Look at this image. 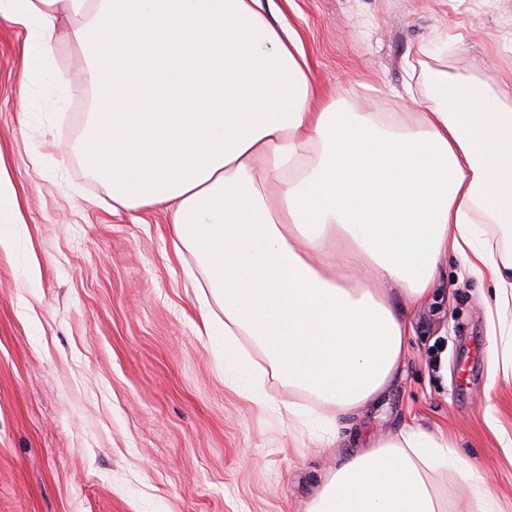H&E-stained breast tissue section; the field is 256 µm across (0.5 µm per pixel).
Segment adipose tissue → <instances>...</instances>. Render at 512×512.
<instances>
[{
    "label": "adipose tissue",
    "mask_w": 512,
    "mask_h": 512,
    "mask_svg": "<svg viewBox=\"0 0 512 512\" xmlns=\"http://www.w3.org/2000/svg\"><path fill=\"white\" fill-rule=\"evenodd\" d=\"M0 17L26 29L33 82L70 20L97 91L84 167L114 205L170 204L174 249L198 259L219 304L201 303L198 336L225 370L264 361L312 398L286 405L289 423L331 441L323 408L385 393L451 253L493 287L487 317L507 350L492 368L512 377V253L480 239L484 224L512 236V85L474 92L430 70L416 124L400 127L337 111L260 0H0ZM21 222L0 167V249ZM448 467L470 482L460 512H497L447 434L413 425L337 463L307 512H448Z\"/></svg>",
    "instance_id": "obj_1"
}]
</instances>
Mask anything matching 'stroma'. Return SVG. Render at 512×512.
<instances>
[{
	"label": "stroma",
	"instance_id": "35a3bbf8",
	"mask_svg": "<svg viewBox=\"0 0 512 512\" xmlns=\"http://www.w3.org/2000/svg\"><path fill=\"white\" fill-rule=\"evenodd\" d=\"M291 28L319 84L342 112H391L407 56L437 31L463 26L449 72L474 83L512 81V0H261ZM27 32L0 20V165L24 223L0 251V512H306L338 460L362 439L408 424L443 430L512 512V379L493 374L489 281L445 274L416 313L400 374L376 402L341 418L324 444L289 428L280 404L300 400L274 375L246 397L249 378L225 376L196 336L193 256L173 259L170 213L159 204L113 209L73 147L85 113L61 86L85 85L68 25L52 43L54 77L23 82ZM36 261L38 283L27 266Z\"/></svg>",
	"mask_w": 512,
	"mask_h": 512
}]
</instances>
